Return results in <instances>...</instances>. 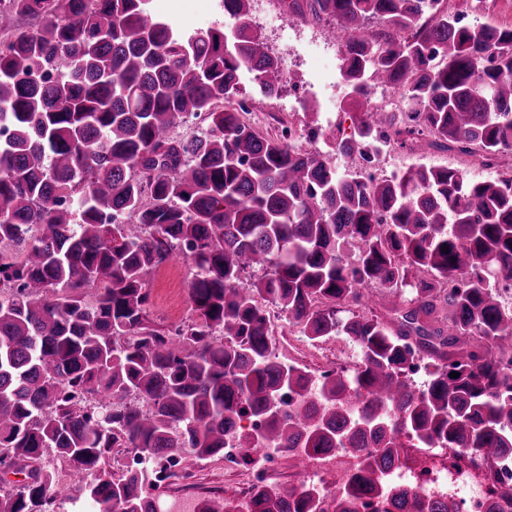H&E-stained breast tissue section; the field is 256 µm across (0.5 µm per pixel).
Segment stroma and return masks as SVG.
Masks as SVG:
<instances>
[{
  "label": "stroma",
  "instance_id": "35a3bbf8",
  "mask_svg": "<svg viewBox=\"0 0 512 512\" xmlns=\"http://www.w3.org/2000/svg\"><path fill=\"white\" fill-rule=\"evenodd\" d=\"M151 12L158 18L169 21L174 30L181 35L192 34L196 28L198 15H205L207 25L223 24L225 28H232L233 22L225 15L219 6V0H183L181 6L174 11L163 8V0H150ZM271 7L276 12L275 21L259 27L258 33L268 44L271 52L284 58L288 62V69L284 73L285 80L297 83L308 68L303 53L293 51L296 42L327 41L328 36L324 24L311 20H304L288 12L282 7L279 0H273ZM250 122L257 130L267 136L280 135L282 128L295 130L299 136L307 134V127L311 122H333L337 135H348L352 127V114L350 111L326 114L322 110L317 98L306 100L299 111L288 112L282 110L277 102L268 101L255 108L254 112L247 114ZM304 150L312 152H325L323 142H307ZM426 163L432 166L451 165L464 168L470 180L486 181L492 179V169L480 166L467 158H460L434 150L425 151L423 156H416L401 148H393L381 160L384 174L401 173L417 163ZM192 264L184 258L173 259L154 271L147 279L149 292L148 312L150 320L160 327H169L172 320L188 321L192 317V303L189 298V281L192 276ZM275 330L280 335L279 351L281 354L299 360L309 367H316L317 363L333 361L338 365L351 368L360 360V350L350 340L339 337L330 340L319 349L318 357H310L308 343L300 335L297 328L288 324L285 318H278ZM184 464L191 468H199L200 480L197 489L192 491L194 502L205 500L214 501L216 505H223L225 500L234 498L236 494V480L234 476L226 474L221 458L209 459L206 465H199L197 459L191 455H183Z\"/></svg>",
  "mask_w": 512,
  "mask_h": 512
}]
</instances>
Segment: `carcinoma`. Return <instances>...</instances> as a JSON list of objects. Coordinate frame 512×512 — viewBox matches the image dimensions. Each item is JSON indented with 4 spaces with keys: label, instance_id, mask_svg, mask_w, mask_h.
Masks as SVG:
<instances>
[{
    "label": "carcinoma",
    "instance_id": "cac0c4a2",
    "mask_svg": "<svg viewBox=\"0 0 512 512\" xmlns=\"http://www.w3.org/2000/svg\"><path fill=\"white\" fill-rule=\"evenodd\" d=\"M251 2L223 0L231 30L184 37L149 0H0V462L23 475L0 473V512H56L63 496L153 512L147 489L168 484L113 471L112 450L174 479L173 457L224 455L245 420L263 424L247 447L298 464L353 449L336 512L378 494L410 512L416 496L381 479L404 436L469 452L494 478L512 450V303L498 285L512 277V27L462 26L444 0H289L346 48L353 133L315 125L312 139L342 153L372 137L426 144L504 169L471 182L421 164L365 184L291 146L288 128L264 137L221 106L245 67L259 100L282 86ZM371 82L399 89L404 111L368 107ZM177 255L193 264L194 317L173 336L149 319L146 283ZM375 288L410 297L379 304ZM268 304L313 346L351 339L358 367L318 376L281 360ZM49 453L78 482L60 484ZM247 512L324 508L314 489L270 486Z\"/></svg>",
    "mask_w": 512,
    "mask_h": 512
}]
</instances>
